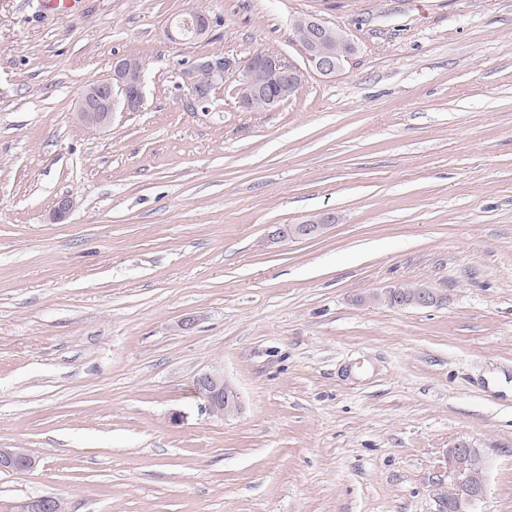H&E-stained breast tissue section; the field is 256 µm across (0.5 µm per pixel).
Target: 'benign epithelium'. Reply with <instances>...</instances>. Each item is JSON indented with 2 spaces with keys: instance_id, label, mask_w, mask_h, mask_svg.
I'll return each instance as SVG.
<instances>
[{
  "instance_id": "benign-epithelium-1",
  "label": "benign epithelium",
  "mask_w": 512,
  "mask_h": 512,
  "mask_svg": "<svg viewBox=\"0 0 512 512\" xmlns=\"http://www.w3.org/2000/svg\"><path fill=\"white\" fill-rule=\"evenodd\" d=\"M305 32L306 47L303 48L306 64L323 76L337 74L348 59L345 52H333L322 48L323 33L329 28L325 21L307 16L300 20ZM210 30L209 16L193 11L171 22L167 33L173 40H196L206 37ZM144 65H135L127 57L112 61L109 77L87 87L76 112V123L82 128L96 132L112 123V116L121 110L136 112L143 102ZM234 77L243 89L238 95L239 105L244 109L253 107L254 99L265 98L270 107L278 105L282 97L302 84L304 72L287 62L278 52L258 51L249 59L240 62L221 53L200 59L192 69L184 73L186 95L196 107L209 103L215 86L228 77ZM334 217L330 214L301 224L275 225L269 233L273 242L305 240L319 237L331 225ZM439 300L430 288L419 287L408 298L397 297L395 307H430ZM195 394L202 400V410L211 416L222 418L240 409L236 391L224 380V372L214 368L199 372L192 381ZM474 450L471 443L462 440L448 449V482H439L435 489L437 512H447L444 494L452 489L458 493L460 504L474 510L484 495L485 485L475 487L470 474L457 458ZM38 467V460L22 448H0V469L26 474ZM56 498L38 496L19 505L18 512H51Z\"/></svg>"
}]
</instances>
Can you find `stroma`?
Wrapping results in <instances>:
<instances>
[{"mask_svg":"<svg viewBox=\"0 0 512 512\" xmlns=\"http://www.w3.org/2000/svg\"><path fill=\"white\" fill-rule=\"evenodd\" d=\"M191 11L209 35L170 41ZM301 15L354 44L341 72L190 108L198 58L304 65ZM118 55L144 103L85 133ZM422 285L442 302L372 299ZM212 367L238 413L201 410ZM461 440L477 512H512V0H0V448L40 459L0 512H435ZM333 221L334 217L327 214L318 219L307 220L302 224L275 225L268 237L272 242L312 239L321 236Z\"/></svg>","mask_w":512,"mask_h":512,"instance_id":"stroma-1","label":"stroma"}]
</instances>
